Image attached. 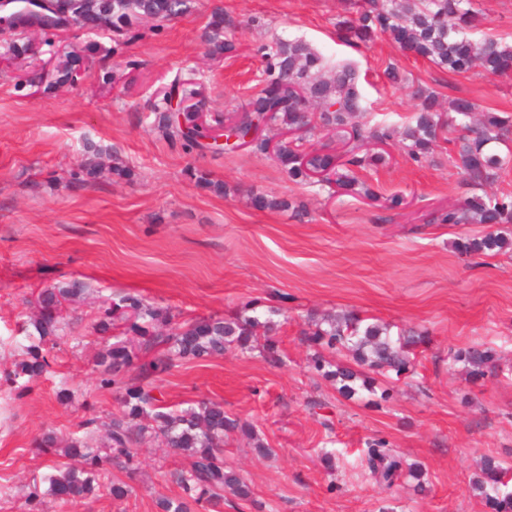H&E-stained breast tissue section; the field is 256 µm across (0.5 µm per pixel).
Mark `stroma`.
<instances>
[{"label":"stroma","instance_id":"35a3bbf8","mask_svg":"<svg viewBox=\"0 0 512 512\" xmlns=\"http://www.w3.org/2000/svg\"><path fill=\"white\" fill-rule=\"evenodd\" d=\"M218 8L234 49L213 57L202 34ZM472 8L470 37L512 43V0H472ZM353 11L352 0H191L176 19L158 28L142 22L118 42L62 30L48 41L33 36L26 66L0 55V378L21 359L39 292L73 279L87 285L68 306L66 328L46 339L48 372L21 395L0 385V512H30L34 492L42 512H158V497L181 496L172 473L189 458L160 441L141 444L135 475L107 466L105 480L128 482V496L72 503L49 495L53 459L34 446L45 431L67 438L87 417L104 426L118 414L114 393L97 386L104 342L91 321L105 301L128 293L170 308L180 322L217 314L276 326L248 352L229 347L152 379L170 409L210 400L253 427L254 439L224 437V462L253 499L225 495L223 512H493L477 483L485 457L512 465V248L466 255L456 245L489 232L512 240V224L436 223L469 191L448 161L449 144L420 163L396 144L386 163L361 172L378 195L404 197L405 206L386 209L291 180L274 157L250 147L187 152L154 122V103L178 77L201 85L205 111L243 112L259 88V47L288 40L357 70L362 129L412 125L418 86L512 117V76L454 75L384 34L347 44L336 24ZM66 45L78 81L60 87L46 71ZM390 66L403 82L388 81ZM88 142L101 156L86 153ZM118 166L125 175L115 174ZM85 167L95 176L76 182ZM191 168L218 189L196 186ZM260 195L304 210L258 208ZM341 310L394 335L423 331L414 375L366 369L370 389L347 397L310 369L309 320ZM269 338L281 364L266 358ZM474 345L494 355L482 376L454 359ZM376 435L421 464L424 491L407 480L386 491L368 476L359 451ZM328 447L336 450L329 463Z\"/></svg>","mask_w":512,"mask_h":512}]
</instances>
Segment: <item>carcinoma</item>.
I'll use <instances>...</instances> for the list:
<instances>
[{"label": "carcinoma", "mask_w": 512, "mask_h": 512, "mask_svg": "<svg viewBox=\"0 0 512 512\" xmlns=\"http://www.w3.org/2000/svg\"><path fill=\"white\" fill-rule=\"evenodd\" d=\"M187 3L188 0H54L55 11L46 18L19 8L6 16V22L24 30L38 21L49 36L58 31L61 21L72 17L81 24L107 28L120 37L147 18L155 22L176 18L186 11ZM468 5L469 0H367L355 17L339 22V27L344 29L346 39L364 44L373 41L379 32L387 33L403 51L452 74H468L478 68L487 75L511 76L512 45L491 37H469L475 17ZM223 30L224 14L218 9L203 34L210 45L209 53L233 49L232 44L221 40ZM29 48V42L22 37L3 43L4 54L14 58L27 54ZM264 58L262 87L249 100L239 121L249 125L257 120L278 130L303 124L312 132L318 129L338 138L349 137L354 145L341 157L311 143L282 141L276 159L295 181H308L307 168H317L328 173L336 190L378 199L356 172L385 161V153L370 149L367 143H390L394 141V131L380 128L366 137L352 122L355 113L365 111L355 69L347 64L329 66L301 40L281 42ZM299 88L303 91L301 97ZM172 91L186 106L176 115L169 98L155 104L157 128L186 150L208 148L203 141L209 136L208 131L198 130L194 121V112L201 105V87L177 78ZM416 95L419 104L415 125L404 132V139L408 140L404 148L409 156L416 162L428 157L439 132L459 126L466 134L453 140L449 161L473 188L497 181L512 160L501 156L494 147L512 142V119L490 110L479 112L468 98L455 99L448 107L452 116L446 119L434 93L420 87ZM437 220L442 224H512V193L472 194ZM498 246L499 239L489 233L478 241L464 243L462 249L471 252ZM85 289V283L72 280L39 294V314L31 322L36 334L28 336L25 358L10 378L14 389L25 388L18 379L31 381L47 370L44 337L54 333L64 320L65 303L80 297ZM258 325L257 318L242 316H211L177 323L170 309L153 307L130 294L104 303L91 324L98 334L112 333V343L105 346L96 364L98 383L118 396L121 415L112 419L99 447L90 444L88 434L69 438L63 453L69 462L52 467V473L45 476L48 492L62 501L86 499L101 489L113 497H123L131 492L127 484L100 482L104 465L113 461L132 476L138 469L136 448L148 437H161L168 447L188 453L190 462L176 477L183 495L178 500L158 498L160 512H192L193 504L210 512H222L226 488L241 500L249 499L248 484L224 464V434L241 429L239 421L227 415L223 404L213 401H201L177 411L162 407L151 395L148 379L181 360L221 355L232 344L247 351ZM128 334L137 340L126 339ZM307 340L316 348L326 347L334 353L344 350L356 364L399 378L413 370L411 351L423 341V335L409 332L394 338L387 326L368 323L349 311L321 318L307 333ZM454 358L482 373L489 366L491 352L476 345L457 352ZM309 367L339 382L340 392H356L358 376L351 367L334 365L319 351L310 357ZM132 369L138 371V377L128 376ZM366 462L371 478L384 490L391 489L403 477L416 481L415 489H422L416 464H404L382 438L369 442ZM484 470L485 497L495 512H512V469L488 458Z\"/></svg>", "instance_id": "cac0c4a2"}]
</instances>
